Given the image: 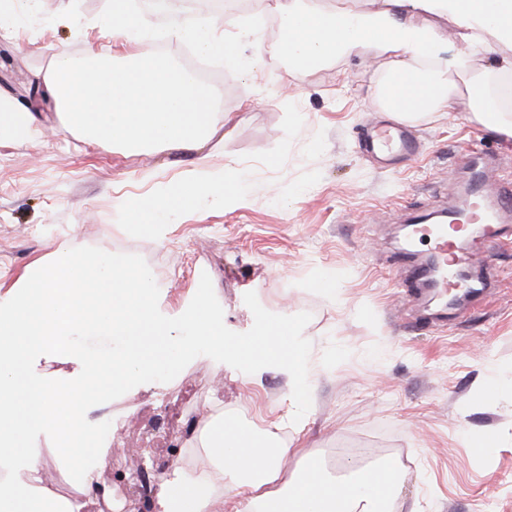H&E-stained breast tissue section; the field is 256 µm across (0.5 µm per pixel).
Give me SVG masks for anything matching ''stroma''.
Returning <instances> with one entry per match:
<instances>
[{"instance_id":"obj_1","label":"stroma","mask_w":512,"mask_h":512,"mask_svg":"<svg viewBox=\"0 0 512 512\" xmlns=\"http://www.w3.org/2000/svg\"><path fill=\"white\" fill-rule=\"evenodd\" d=\"M107 0H33L0 33V95L43 117L32 140H0V287L9 288L58 242L146 256L160 300L179 309L209 275L227 328L251 329L243 296L255 292L268 311L307 312L312 343V406L280 431L301 448L288 462L298 478L307 458L331 475L343 463L391 464L400 473L395 512H512V250L490 245L492 294L445 318L430 292L404 302L396 289L406 270L395 256L400 214L454 208L470 175L462 159L484 145L512 168V138L471 118L472 100L410 120L422 138L414 157L376 168L358 143L359 129L383 118V58L349 56L294 77L279 60L282 31L276 0H252L263 21L248 66L212 62L210 84L224 120L211 138L182 150L115 148L68 129L42 93L53 55L87 49L111 55V36L87 26ZM206 0H169L165 9L137 0L153 31L143 51L165 41L168 57L187 65L191 45L169 34L173 16H201ZM241 170L227 185L231 203L184 211L155 231L125 226L118 203L146 198L186 178ZM194 257V271L183 267ZM329 278L327 288L318 278ZM434 321L430 330L410 320ZM497 395H490V387ZM295 410L286 378L257 380L232 367L216 371L200 356L167 383L131 390L95 409L110 422L103 483L129 475L164 452L162 434L145 428L151 414L170 429L196 419L198 432L176 455L184 464L219 419L259 424ZM494 447L482 450L485 434Z\"/></svg>"}]
</instances>
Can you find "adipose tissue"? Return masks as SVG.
I'll return each instance as SVG.
<instances>
[{
  "label": "adipose tissue",
  "mask_w": 512,
  "mask_h": 512,
  "mask_svg": "<svg viewBox=\"0 0 512 512\" xmlns=\"http://www.w3.org/2000/svg\"><path fill=\"white\" fill-rule=\"evenodd\" d=\"M109 4L108 29L132 61L114 62L92 49L79 60L56 53L43 85L66 126L115 147L181 150L204 141L223 120L213 89L168 57L140 51L151 36L149 23L129 10L127 0ZM448 16L458 20L466 47L451 65L442 59L445 35L434 23ZM279 19L280 52L289 68L308 71L365 51L384 57L387 81H400L401 94L417 105L398 109L387 90L380 104L407 117L447 112L460 95H476L488 73L475 70V57L512 43V0H381L380 8L351 11L282 0ZM239 24L232 14L221 21L183 16L171 20L170 31L203 55L237 63L241 47L223 29ZM39 124L34 110L0 97V139L34 138ZM239 178L230 168L206 182H180L164 194L125 202V218L136 229L155 228L177 212L223 204L225 182ZM207 447L204 461L162 479L156 512H254L258 506L264 512H392L395 469L371 466L339 482L311 458L298 480H288L283 471L294 449L272 433L230 421L212 426Z\"/></svg>",
  "instance_id": "ef3b65f1"
}]
</instances>
